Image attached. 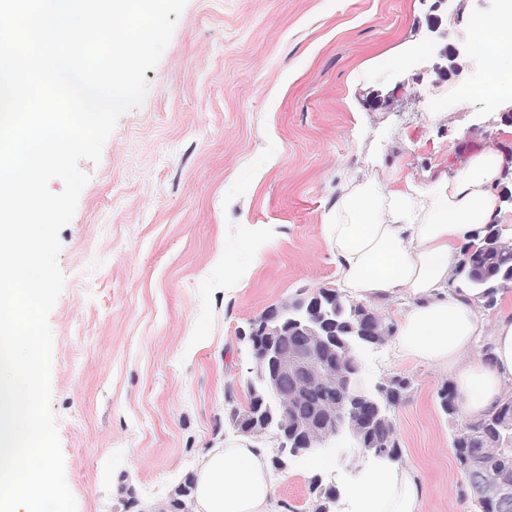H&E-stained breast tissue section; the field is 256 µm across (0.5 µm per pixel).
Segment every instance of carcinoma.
<instances>
[{
    "instance_id": "carcinoma-1",
    "label": "carcinoma",
    "mask_w": 512,
    "mask_h": 512,
    "mask_svg": "<svg viewBox=\"0 0 512 512\" xmlns=\"http://www.w3.org/2000/svg\"><path fill=\"white\" fill-rule=\"evenodd\" d=\"M459 271L474 291L475 298L485 300L488 307L495 305L497 294L512 288V239L503 236L498 225H488L482 246L472 251L468 262L461 265ZM318 296L319 300L312 305L310 324L318 335L336 337V345L327 351L330 371L326 377L304 379L292 370L278 377L276 391L280 399L288 402L293 418L311 419L318 411L323 413L340 405L347 378L358 375L362 369L355 351L346 346L349 337L358 331L369 339V344L382 346L393 333V326L382 316L359 303L345 300L336 288L326 294L320 288ZM298 347L299 342L290 326L277 342L278 351L289 358ZM410 390L409 378L394 375L384 382L377 399L384 407H395L408 398ZM439 398L445 414H458L450 385L440 389ZM360 438L364 445L380 450L385 457L397 462L401 460L399 439L388 412L367 414ZM453 448L464 478V495L475 501L477 512H512V506L506 510L502 508L496 488L489 486L475 493L470 490L475 461L512 486V393L504 396L490 416L465 422L454 435ZM309 493L314 499V512H328L338 497L336 487H324L318 479L310 483Z\"/></svg>"
}]
</instances>
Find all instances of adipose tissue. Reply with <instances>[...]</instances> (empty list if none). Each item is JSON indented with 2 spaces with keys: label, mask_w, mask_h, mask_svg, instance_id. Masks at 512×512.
I'll list each match as a JSON object with an SVG mask.
<instances>
[{
  "label": "adipose tissue",
  "mask_w": 512,
  "mask_h": 512,
  "mask_svg": "<svg viewBox=\"0 0 512 512\" xmlns=\"http://www.w3.org/2000/svg\"><path fill=\"white\" fill-rule=\"evenodd\" d=\"M463 37L489 68L511 58L512 4L494 16L470 17ZM511 176L506 158L486 149L425 186L394 170L382 181L351 179L323 227L346 297L400 295L397 350L446 369L472 420L493 413L512 389V305L496 315L490 360L472 357L485 321L456 285L458 263L487 225L512 213L500 191ZM270 459V449L250 441L208 449L195 470L192 512H273ZM421 499L416 472L393 465L365 474L351 492V512H421Z\"/></svg>",
  "instance_id": "1"
}]
</instances>
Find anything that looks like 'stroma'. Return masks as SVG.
Instances as JSON below:
<instances>
[{"label":"stroma","instance_id":"35a3bbf8","mask_svg":"<svg viewBox=\"0 0 512 512\" xmlns=\"http://www.w3.org/2000/svg\"><path fill=\"white\" fill-rule=\"evenodd\" d=\"M502 6L187 0L143 104L120 117L99 163L81 161L89 181L60 232L51 407L77 512H153L203 452L237 440L227 415L246 405L253 366L242 334L299 289L335 286L324 216L370 156L424 184L485 149L512 159V94L485 100L460 33ZM411 43L421 55L399 60ZM373 60L395 62L398 80L352 85ZM356 354L368 386L412 382L390 416L422 512H475L452 447L467 417L440 407L447 373L388 344ZM322 455L321 472L303 457L272 470L275 512H313L317 474L345 512L378 463L345 433Z\"/></svg>","mask_w":512,"mask_h":512}]
</instances>
